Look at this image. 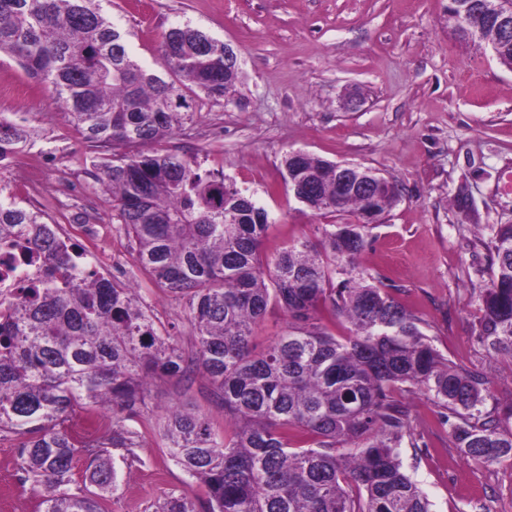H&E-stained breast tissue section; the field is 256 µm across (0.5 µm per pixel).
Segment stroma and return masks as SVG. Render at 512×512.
<instances>
[{
	"instance_id": "1",
	"label": "stroma",
	"mask_w": 512,
	"mask_h": 512,
	"mask_svg": "<svg viewBox=\"0 0 512 512\" xmlns=\"http://www.w3.org/2000/svg\"><path fill=\"white\" fill-rule=\"evenodd\" d=\"M447 0H103L106 16L129 31L144 65L161 69L168 29L190 22L240 55L242 81L232 102L200 99L183 131L151 151L197 155L253 194L273 226L263 243L272 255L293 240L318 241L320 217L288 193L287 152L301 150L358 164L396 181L399 198L368 232L360 270L424 320L432 345L454 364L489 380L488 406L512 408V361L494 360L475 342L480 290L490 277L484 243L497 224L512 223V70L484 47L458 42L444 15ZM360 104L346 107L348 95ZM0 115L27 118L34 138L0 184L59 224L85 253H101L96 270L136 285L142 303L184 348L193 328L184 299L158 287L134 260L133 244L112 202L88 185L92 150L53 108L49 93L16 63L0 58ZM39 171L37 187L24 170ZM85 223H73L77 213ZM409 429L401 458L432 512H512V466L465 456L442 411L425 395L401 396ZM182 407L224 429V408L209 379L153 383L147 408L131 420L140 445L118 461L103 512H160L190 491L195 512H208L203 487L165 448L162 409ZM18 441L0 436V512H35L42 489L23 480Z\"/></svg>"
}]
</instances>
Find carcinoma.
<instances>
[{"label": "carcinoma", "instance_id": "obj_1", "mask_svg": "<svg viewBox=\"0 0 512 512\" xmlns=\"http://www.w3.org/2000/svg\"><path fill=\"white\" fill-rule=\"evenodd\" d=\"M483 43L512 66V38L491 28ZM163 71L130 52L128 32L99 0H0V53L50 92L51 105L98 153L85 168L92 186L134 242L135 261L155 283L186 300L194 328L181 348L139 302L129 283L92 270L58 225L0 187V251L21 268L25 296L0 278V434L18 437L24 479L43 488L38 512H101L112 491V449L134 455L138 431L125 421L144 405L150 380L202 371L224 405V433L202 415L164 417L170 456L206 487L210 512H430L403 468L407 411L397 390H418L448 411V434L484 464L512 462V426L486 407L483 373L449 362L356 256L367 224H324L318 244L263 252L267 210L224 178L177 154H129L193 121L202 92L220 104L237 75L224 70V42L188 23L163 37ZM32 128L0 115V168L30 141ZM334 162L287 154L295 199L316 215L369 208L381 217L398 200L386 179L371 201L328 176ZM491 275L482 290L475 340L492 358L512 359V224L486 242ZM288 316L263 351L254 330L271 306ZM341 321L340 338L320 324ZM112 409L111 431L81 442L76 411ZM85 461L76 486L77 458ZM162 512H194L190 493Z\"/></svg>", "mask_w": 512, "mask_h": 512}]
</instances>
